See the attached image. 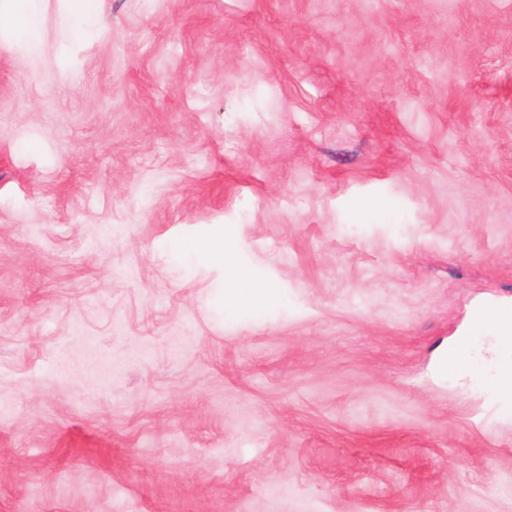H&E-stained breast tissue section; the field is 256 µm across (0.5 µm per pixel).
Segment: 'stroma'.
I'll return each mask as SVG.
<instances>
[{
    "label": "stroma",
    "instance_id": "35a3bbf8",
    "mask_svg": "<svg viewBox=\"0 0 512 512\" xmlns=\"http://www.w3.org/2000/svg\"><path fill=\"white\" fill-rule=\"evenodd\" d=\"M93 5L0 0V512H512V0ZM20 11L9 18L11 24L20 28L25 35L21 49L28 56L40 52L41 45L37 38L42 26L40 11L41 0H22ZM67 21L75 30L79 31L83 26L93 24L95 16L87 6V0H69ZM201 253L209 259L224 262L228 277L235 283H240L249 278L248 272L235 264L230 251L226 250L224 242H214L201 248ZM478 337L481 344H477ZM478 360L495 371L491 394L506 411L512 409V375L502 374L512 366V306L503 303H480L471 311L470 325L460 342L440 360L439 369L448 375L476 377Z\"/></svg>",
    "mask_w": 512,
    "mask_h": 512
}]
</instances>
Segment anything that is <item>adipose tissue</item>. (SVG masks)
<instances>
[{
    "label": "adipose tissue",
    "instance_id": "obj_1",
    "mask_svg": "<svg viewBox=\"0 0 512 512\" xmlns=\"http://www.w3.org/2000/svg\"><path fill=\"white\" fill-rule=\"evenodd\" d=\"M493 369L491 394L502 409H512V375L503 372L512 366V306L480 303L471 311L470 325L460 342L440 360L441 372L475 378L478 365Z\"/></svg>",
    "mask_w": 512,
    "mask_h": 512
}]
</instances>
